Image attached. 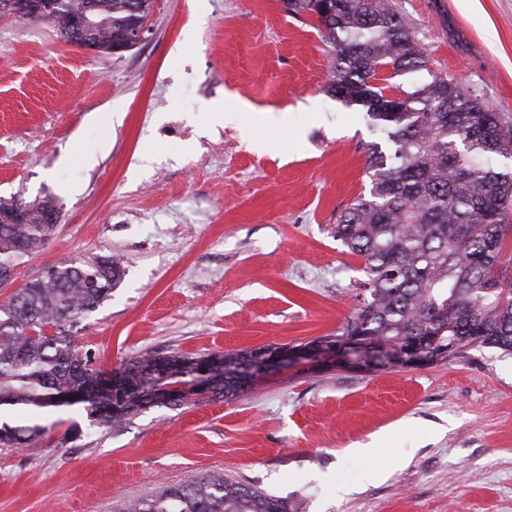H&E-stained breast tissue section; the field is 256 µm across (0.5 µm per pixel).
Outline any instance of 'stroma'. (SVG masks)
I'll list each match as a JSON object with an SVG mask.
<instances>
[{"instance_id": "stroma-1", "label": "stroma", "mask_w": 512, "mask_h": 512, "mask_svg": "<svg viewBox=\"0 0 512 512\" xmlns=\"http://www.w3.org/2000/svg\"><path fill=\"white\" fill-rule=\"evenodd\" d=\"M394 2L431 69L512 113V0ZM333 56L281 0H153L120 54L0 19V197L61 213L17 284L119 258L74 329L105 370L336 333L366 281L336 218L367 193L378 138L326 93ZM216 105L235 121L211 123ZM110 111L121 122L91 123ZM41 415L44 435L0 446V512H112L209 473L297 512H512V355L495 348L421 369L303 363L114 427L79 404Z\"/></svg>"}]
</instances>
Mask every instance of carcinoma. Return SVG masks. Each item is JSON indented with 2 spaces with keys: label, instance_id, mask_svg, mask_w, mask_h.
<instances>
[{
  "label": "carcinoma",
  "instance_id": "carcinoma-1",
  "mask_svg": "<svg viewBox=\"0 0 512 512\" xmlns=\"http://www.w3.org/2000/svg\"><path fill=\"white\" fill-rule=\"evenodd\" d=\"M96 6L94 24L77 17ZM284 11L309 15L335 51L326 90L361 106L387 143L370 148V188L340 212L336 239L364 259L366 295L338 333L318 341L360 338L398 353L418 345L427 364L448 362L480 347L512 353V115L495 112L478 96L428 67L411 23L389 0H282ZM152 0H66L52 19L58 34L98 52L127 47L132 25L150 13ZM391 72L386 77L384 73ZM427 77L398 97L383 80L414 73ZM54 201L27 203L23 224H0V273L45 247L53 235ZM124 274L119 260L98 257L50 268L0 304V444H26L47 428L34 422L63 392L95 389L112 372L81 353L73 328L95 312ZM260 349L208 354L222 373L211 399L238 395ZM199 361L182 353L142 355L119 367L125 381L143 385L172 376L181 382ZM176 398L116 397L85 403L102 426L123 424L151 406L181 407ZM121 512H291L288 500L222 476L161 487Z\"/></svg>",
  "mask_w": 512,
  "mask_h": 512
}]
</instances>
